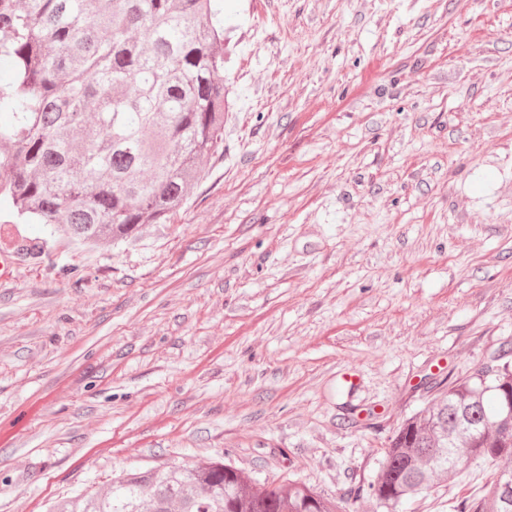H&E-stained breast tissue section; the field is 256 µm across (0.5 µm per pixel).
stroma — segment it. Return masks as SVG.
<instances>
[{
	"instance_id": "1",
	"label": "stroma",
	"mask_w": 512,
	"mask_h": 512,
	"mask_svg": "<svg viewBox=\"0 0 512 512\" xmlns=\"http://www.w3.org/2000/svg\"><path fill=\"white\" fill-rule=\"evenodd\" d=\"M224 84L223 157L136 242L0 210V512L220 458L383 512L397 428L512 348V0H224Z\"/></svg>"
}]
</instances>
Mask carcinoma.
Segmentation results:
<instances>
[{
  "label": "carcinoma",
  "mask_w": 512,
  "mask_h": 512,
  "mask_svg": "<svg viewBox=\"0 0 512 512\" xmlns=\"http://www.w3.org/2000/svg\"><path fill=\"white\" fill-rule=\"evenodd\" d=\"M0 206L80 245L164 224L224 155L222 0H0ZM512 459V365L483 364L395 432L357 496L385 512L471 460ZM497 473L458 512H512ZM49 512H340L222 459L126 470Z\"/></svg>",
  "instance_id": "obj_1"
}]
</instances>
